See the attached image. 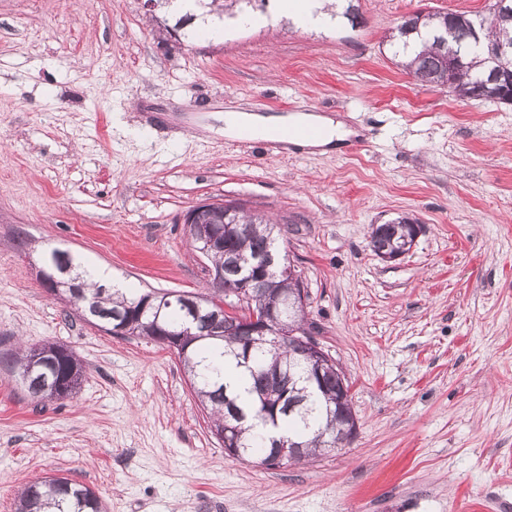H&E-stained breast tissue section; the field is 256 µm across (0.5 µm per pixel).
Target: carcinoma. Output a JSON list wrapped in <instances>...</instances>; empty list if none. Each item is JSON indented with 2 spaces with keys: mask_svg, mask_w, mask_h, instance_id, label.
<instances>
[{
  "mask_svg": "<svg viewBox=\"0 0 512 512\" xmlns=\"http://www.w3.org/2000/svg\"><path fill=\"white\" fill-rule=\"evenodd\" d=\"M258 1L265 2L193 0L197 5L211 6L209 13L226 18L248 12ZM489 16V23L478 29L479 42L465 44L458 60L450 57L449 49L470 32L471 17L464 13L450 19L446 14L416 12L397 26L392 42L407 55L402 66L417 81L476 100L490 77L488 47L512 45V0H493ZM234 221L246 226L245 237H224V250L211 253L209 258L211 267L224 268L225 297L234 296L239 289V277L228 265L230 260L239 256L251 260L270 253L280 256L273 235L275 225L270 220L240 206L238 213L227 217V223ZM408 224L409 219L399 217L373 226L371 251L376 253L399 239ZM45 265L50 271L69 267L79 294L73 295L69 287L60 288V293L67 295L70 305L83 307L90 324L113 325L131 313L135 318L131 334L160 343L164 333L181 330L184 311L174 296L133 289L127 295H117L90 281L89 267L59 249L48 254ZM262 287L264 291L255 294V308L283 287L279 268L270 269ZM201 322V328L183 337L177 354L200 402L210 410L211 430L231 429V437L246 457L255 452L266 457L282 441L297 449L298 461L351 444L354 436L346 429L356 417L351 401H342L344 388L350 383L338 364L323 366L321 377L314 380L306 347L295 339L272 336L268 342L249 348L238 334L227 329L222 335L210 332L207 319ZM38 352L52 362V369L43 371L49 387L56 383L65 387L73 371H82L73 351L50 343L24 347L10 362L24 372ZM16 512H104V505L90 488L65 477H50L21 490Z\"/></svg>",
  "mask_w": 512,
  "mask_h": 512,
  "instance_id": "cac0c4a2",
  "label": "carcinoma"
}]
</instances>
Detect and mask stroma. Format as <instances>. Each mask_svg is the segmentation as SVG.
I'll use <instances>...</instances> for the list:
<instances>
[{
    "label": "stroma",
    "instance_id": "obj_1",
    "mask_svg": "<svg viewBox=\"0 0 512 512\" xmlns=\"http://www.w3.org/2000/svg\"><path fill=\"white\" fill-rule=\"evenodd\" d=\"M361 25L182 26L145 0H0V355L51 342L84 369L39 403L0 362V512L79 482L107 512H512V104L416 82L386 41L420 10L354 0ZM343 122L348 141L264 155L228 110ZM226 201L277 221L307 319L343 368L352 444L276 469L211 433L177 352L68 314L47 247L141 291L210 293L184 214ZM420 224L385 262L371 225Z\"/></svg>",
    "mask_w": 512,
    "mask_h": 512
}]
</instances>
